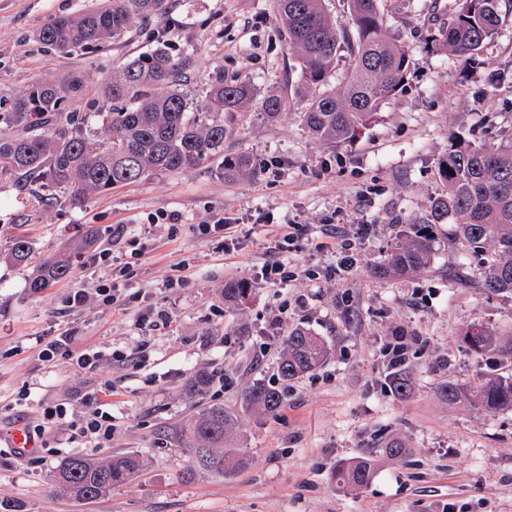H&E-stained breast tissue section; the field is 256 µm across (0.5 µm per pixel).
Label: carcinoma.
<instances>
[{
  "mask_svg": "<svg viewBox=\"0 0 512 512\" xmlns=\"http://www.w3.org/2000/svg\"><path fill=\"white\" fill-rule=\"evenodd\" d=\"M300 71L305 89L311 92L302 113L304 130L328 145L351 141L378 115L380 108L403 87L410 68L404 46L383 30L380 0H346L352 30L337 32L326 0H273ZM505 0H457L454 19L437 29L433 43L456 57L470 60L497 32ZM166 0H103L75 15L58 16L37 30L38 39L62 52L92 50L118 41L136 19L160 17ZM346 48L349 67L345 82L327 87L336 66V55ZM186 60L163 48L138 54L102 86V106L94 118H80L67 106L84 88L81 77L40 80L14 95L9 107L0 109V183L21 191L34 183L69 195L74 205L114 188L137 184L155 173L183 172L224 154V113L247 107L255 98L246 79H224L215 73L198 104L186 97L181 86ZM285 97L269 93L259 102L260 115L275 120L285 109ZM257 161L239 154L224 161L227 179L255 175ZM444 192L430 201L424 214L408 225L391 248L381 276L405 275L430 264L432 236L428 226L453 218L456 240L474 251H487L491 262L481 286L488 293L512 296V142L475 143L454 136L448 155L438 165ZM97 242L87 229L69 245L46 257L28 288L37 294L67 278L76 259ZM29 237L16 234L8 257L16 264L31 258ZM251 293L241 279L224 284V298L245 301ZM462 341L472 353H496L507 367L504 374L484 380L468 391L443 382L437 394L449 403L462 398L487 411L512 410V341L484 328H473ZM327 355L324 341L303 327L288 333L280 362L282 380L290 381L318 367ZM394 393L407 397L413 387L412 373L400 368L392 373ZM246 410L266 415L283 403L280 389L256 383L243 399ZM236 415L221 404L203 410L173 437L192 462L187 477L226 476L244 469L245 453L226 457L224 439L236 432ZM380 454L401 459L405 444L392 438L381 442ZM142 460L135 453L92 460L83 455L66 458L54 481L77 500L98 499L128 482L139 472ZM375 470L371 455L336 465L334 478L341 487L363 486Z\"/></svg>",
  "mask_w": 512,
  "mask_h": 512,
  "instance_id": "obj_1",
  "label": "carcinoma"
}]
</instances>
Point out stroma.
I'll return each mask as SVG.
<instances>
[{
	"label": "stroma",
	"instance_id": "stroma-1",
	"mask_svg": "<svg viewBox=\"0 0 512 512\" xmlns=\"http://www.w3.org/2000/svg\"><path fill=\"white\" fill-rule=\"evenodd\" d=\"M95 2L0 0V93L76 74L86 82L73 106L82 115L127 60L163 47L189 59L183 89L193 100L220 71L249 80L260 97L278 90L287 107L272 122L254 105L225 113L223 156L80 206L0 186V440L43 406L64 405L69 416L27 453L0 450V512H512V411L451 405L436 393L444 380L468 386L499 373L495 359L474 355L462 338L475 325L511 338L512 297L479 288L484 258L457 243L450 223L434 225L426 271L377 274L403 226L443 191L438 163L452 136L512 139V78L490 83L495 72L512 75V11L479 55L463 62L428 43L454 18L456 0H381L386 30L409 54L405 86L357 139L331 147L301 124L307 98L270 0H168L162 19L134 21L121 40L95 51L61 53L37 40L48 19ZM244 153L259 160L260 173L225 179L224 156ZM160 213L178 215V224L154 223ZM261 213L270 224L257 225ZM221 217L236 231L228 254L202 230ZM284 222L307 233L287 256L297 279L274 286L262 267ZM89 226L98 232L95 249L69 277L31 293L36 263ZM20 230L33 248L24 267L6 255ZM347 235L357 243V265L326 280L322 270ZM131 238L148 244L142 257L132 256ZM106 250L104 264L98 256ZM181 277L183 287H167ZM108 279L116 300L105 306L96 289ZM231 279L250 284L246 303L225 302ZM77 288L88 300L72 308L66 298ZM155 309L165 310L168 326L144 329L142 317ZM297 326L320 336L329 355L283 385L279 355ZM60 336L71 337L72 351H100L99 368L78 371L61 354L43 360L41 351ZM395 336L412 339L407 366L415 387L405 399L390 388L384 354ZM144 349L150 359L143 364ZM115 350L126 362L111 361ZM201 375L209 383L198 392L192 383ZM256 382L281 385L276 415L245 412L242 392ZM24 386L32 399L21 406L16 394ZM92 392L108 405L115 429L108 447L87 450L69 422L85 414L83 396ZM214 403L238 414L235 445L250 463L227 478H187L188 458L171 431ZM386 437L404 441L408 455L381 459L365 486L338 487L336 464ZM80 453L97 460L136 453L143 468L110 494L79 501L53 475L62 459Z\"/></svg>",
	"mask_w": 512,
	"mask_h": 512
}]
</instances>
